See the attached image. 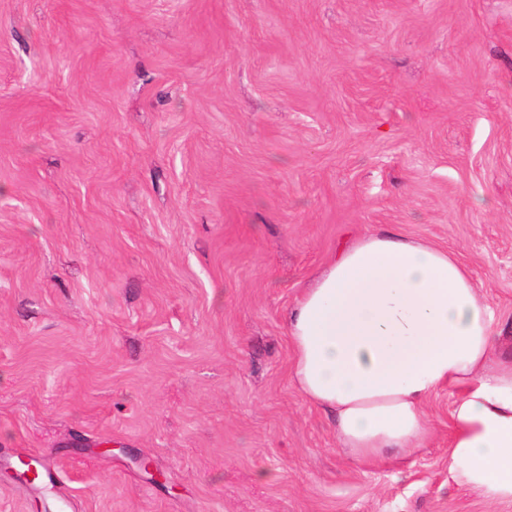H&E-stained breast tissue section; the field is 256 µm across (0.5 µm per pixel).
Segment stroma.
Masks as SVG:
<instances>
[{
	"label": "stroma",
	"mask_w": 512,
	"mask_h": 512,
	"mask_svg": "<svg viewBox=\"0 0 512 512\" xmlns=\"http://www.w3.org/2000/svg\"><path fill=\"white\" fill-rule=\"evenodd\" d=\"M394 228L512 337V0H0V457L74 512H512L448 481L453 391L366 467L292 383L297 297ZM19 460L20 462L21 461H25L27 463H30L31 461H33V463L38 467V469L40 470V473H41V480L39 482L38 485H35L37 487H40L42 489H55L56 488V485H57V482H58V479H59V476H58V471L57 469L49 462L47 461H44V460H41V459H38L36 454L35 455H27V454H22V455H17L15 458H3V459H0V466L2 465L3 467H10L13 462L15 460Z\"/></svg>",
	"instance_id": "35a3bbf8"
}]
</instances>
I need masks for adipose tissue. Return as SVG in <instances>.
<instances>
[{
	"instance_id": "1",
	"label": "adipose tissue",
	"mask_w": 512,
	"mask_h": 512,
	"mask_svg": "<svg viewBox=\"0 0 512 512\" xmlns=\"http://www.w3.org/2000/svg\"><path fill=\"white\" fill-rule=\"evenodd\" d=\"M292 381L335 420L338 448L376 464L425 447L429 398L454 391L448 478L512 502V353L456 254L395 231L343 247L287 316Z\"/></svg>"
}]
</instances>
